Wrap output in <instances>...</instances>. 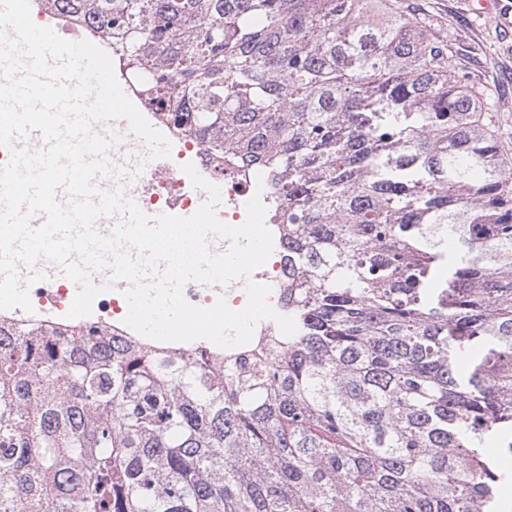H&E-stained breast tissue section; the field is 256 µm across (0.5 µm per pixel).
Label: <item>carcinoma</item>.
<instances>
[{
  "mask_svg": "<svg viewBox=\"0 0 512 512\" xmlns=\"http://www.w3.org/2000/svg\"><path fill=\"white\" fill-rule=\"evenodd\" d=\"M66 2L225 167L264 170L297 332L224 372L0 345V512H501L512 162L488 91L397 0Z\"/></svg>",
  "mask_w": 512,
  "mask_h": 512,
  "instance_id": "carcinoma-1",
  "label": "carcinoma"
}]
</instances>
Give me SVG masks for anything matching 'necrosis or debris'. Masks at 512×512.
I'll use <instances>...</instances> for the list:
<instances>
[{
    "mask_svg": "<svg viewBox=\"0 0 512 512\" xmlns=\"http://www.w3.org/2000/svg\"><path fill=\"white\" fill-rule=\"evenodd\" d=\"M98 43L112 54L116 77L125 93L135 103L142 115L172 143L171 155L158 163L147 164L135 191L136 203L154 211H166L171 203H179L184 209L194 205V191L189 178L183 172L185 164H193L198 173L209 182L224 189L226 203L218 212L220 221L238 226L246 219V204L253 193H260L265 207H273L274 199L269 190L258 187L263 172L256 166L232 171L225 169L223 159L211 154L193 135L188 123L177 124L150 102V92L145 79L132 77L123 67L120 51L114 50L106 38ZM273 236V253L268 261L254 272L257 284L268 286L269 304L280 314L288 312V245L286 236L277 223H269ZM29 295L32 311L20 308L0 310V334L15 336L24 326H53L63 330L78 327L82 330L99 329L101 334L134 342L141 347L167 355H179L195 349V342H160L147 338L124 322V295L122 289H113L111 294L97 296L90 315L74 320L68 319L67 312L72 299L65 289L50 283L37 282L30 286ZM184 296L192 305L209 308L218 299H225L234 310L243 309L248 301L245 286L230 283L222 288H206L187 283Z\"/></svg>",
    "mask_w": 512,
    "mask_h": 512,
    "instance_id": "1",
    "label": "necrosis or debris"
}]
</instances>
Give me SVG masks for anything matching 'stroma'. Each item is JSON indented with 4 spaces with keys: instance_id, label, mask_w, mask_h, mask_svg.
<instances>
[{
    "instance_id": "35a3bbf8",
    "label": "stroma",
    "mask_w": 512,
    "mask_h": 512,
    "mask_svg": "<svg viewBox=\"0 0 512 512\" xmlns=\"http://www.w3.org/2000/svg\"><path fill=\"white\" fill-rule=\"evenodd\" d=\"M473 0H405L407 9L444 38L456 69L469 83L491 89L485 108L498 132L505 155L512 159V31L473 13Z\"/></svg>"
}]
</instances>
